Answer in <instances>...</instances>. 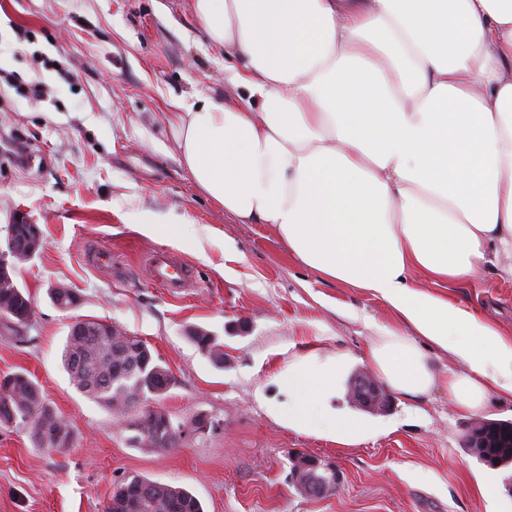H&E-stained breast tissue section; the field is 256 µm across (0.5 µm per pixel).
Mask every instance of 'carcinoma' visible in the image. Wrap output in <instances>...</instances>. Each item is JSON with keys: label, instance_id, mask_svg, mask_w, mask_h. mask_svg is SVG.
Returning <instances> with one entry per match:
<instances>
[{"label": "carcinoma", "instance_id": "obj_1", "mask_svg": "<svg viewBox=\"0 0 512 512\" xmlns=\"http://www.w3.org/2000/svg\"><path fill=\"white\" fill-rule=\"evenodd\" d=\"M55 305L68 310L78 305V298L65 288L52 291ZM31 305L29 294L21 288L9 294L0 291V316L21 324ZM190 340L216 362H224V353L216 338L202 329L189 333ZM64 354H71L83 365L90 381H75L77 389L126 417V430L132 432L130 443L146 450L174 448L177 439L167 440L151 434L162 416L154 415L132 399V393L151 394V379L160 367L148 344L127 332L117 336L112 327L101 321H87L79 335L69 334ZM28 429L41 448L60 451L72 442L68 427L53 420L49 403L39 385L25 372H14L0 378V425L10 424ZM477 460L491 466L512 465V448L469 449ZM104 512H204L200 500L184 488L150 481L139 475L123 479L114 489Z\"/></svg>", "mask_w": 512, "mask_h": 512}]
</instances>
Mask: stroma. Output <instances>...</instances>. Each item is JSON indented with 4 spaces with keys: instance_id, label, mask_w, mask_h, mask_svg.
<instances>
[{
    "instance_id": "1",
    "label": "stroma",
    "mask_w": 512,
    "mask_h": 512,
    "mask_svg": "<svg viewBox=\"0 0 512 512\" xmlns=\"http://www.w3.org/2000/svg\"><path fill=\"white\" fill-rule=\"evenodd\" d=\"M0 69L46 90L30 100L16 84L0 87V125L30 155L21 167L0 153V240L5 216L19 211L42 234L16 276L35 315L23 336L0 327V375L28 372L75 433L72 447L52 451L23 427L0 426V512H103L132 474L186 488L204 512H512L504 470L465 451L471 421L443 388L415 408L394 394L388 408L365 410L341 387L332 406L377 426L350 447L268 415L265 401L288 400L277 375L290 360L343 354L350 373L368 370L366 318L395 317L302 267L269 225L237 223L182 165L172 113L234 93L191 0H0ZM161 250L189 270L181 292L147 277ZM59 284L77 307L53 304ZM448 298L512 336V284L483 273L449 286ZM82 319L148 342L171 377L153 405L184 430L176 448L133 447L123 420L75 387L62 352ZM197 328L216 337L223 363L189 340ZM298 453L334 472L335 489L297 492L288 476Z\"/></svg>"
}]
</instances>
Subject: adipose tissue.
Returning a JSON list of instances; mask_svg holds the SVG:
<instances>
[{"instance_id":"adipose-tissue-1","label":"adipose tissue","mask_w":512,"mask_h":512,"mask_svg":"<svg viewBox=\"0 0 512 512\" xmlns=\"http://www.w3.org/2000/svg\"><path fill=\"white\" fill-rule=\"evenodd\" d=\"M237 90L174 113L197 187L273 227L303 267L394 313L366 350L402 397L443 384L460 414L512 398V336L448 285L512 282V0H194ZM464 364L437 379L431 350ZM344 356L302 355L267 411L342 446L372 427L329 406Z\"/></svg>"}]
</instances>
